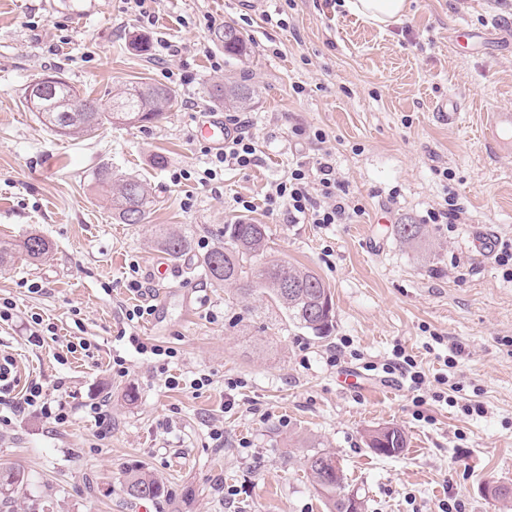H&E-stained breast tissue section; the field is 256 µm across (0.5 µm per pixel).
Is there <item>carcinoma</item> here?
Here are the masks:
<instances>
[{
  "label": "carcinoma",
  "instance_id": "obj_1",
  "mask_svg": "<svg viewBox=\"0 0 512 512\" xmlns=\"http://www.w3.org/2000/svg\"><path fill=\"white\" fill-rule=\"evenodd\" d=\"M216 38L224 44V54L233 59L250 55V39L232 25L224 26ZM253 90L246 81L238 79L225 85L216 84L208 90L215 102L232 108H242L252 99ZM175 100L173 91L149 84H125L112 95V104L97 112H83L87 101L80 90L63 80L53 96L38 110L42 123L61 136L90 135L106 123L136 125L158 120ZM96 178L112 189V215L122 224H142L151 213L154 196L142 181L120 175L110 168L100 170ZM267 227L246 220L224 225V243L200 258V265L211 281L218 285H232L243 295L261 291L285 311L288 319L316 336H327L334 328V307L330 290L312 272L294 266L285 260L270 259L267 250ZM193 236L176 230H163L156 238V246L171 257H183L192 252ZM21 255L37 262L50 251L49 242L38 234H31L20 245ZM292 282L295 291L287 294L283 283ZM383 439L369 440L368 447L382 453L381 444L387 443L386 455L405 448L407 439L397 427L381 429ZM305 473L329 512H364V502L353 506L341 495L346 487V475L334 453L318 450L308 455ZM23 482L21 473L14 469L0 472V493L5 495ZM126 492L135 499H155L163 487L152 475L135 470L126 480Z\"/></svg>",
  "mask_w": 512,
  "mask_h": 512
}]
</instances>
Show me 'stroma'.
I'll list each match as a JSON object with an SVG mask.
<instances>
[{
    "label": "stroma",
    "mask_w": 512,
    "mask_h": 512,
    "mask_svg": "<svg viewBox=\"0 0 512 512\" xmlns=\"http://www.w3.org/2000/svg\"><path fill=\"white\" fill-rule=\"evenodd\" d=\"M409 3L381 28L339 0H157L149 21L126 0H0V241L38 234L52 245L42 261L0 268V301L15 312L0 321V357L15 361L13 392L37 381L70 414L57 426L29 413L0 426V467L24 475L0 512H327L303 467L317 449L335 453L364 512H440L444 500L512 512V499L489 493L512 483V276L476 244L512 241V151L487 140L491 112L512 110V0ZM227 24L250 37L247 60L214 42ZM461 26L481 35L466 53L453 42ZM140 35L178 51L139 53ZM55 70L106 105L131 82L168 87L178 103L144 127L60 137L25 103ZM240 74L254 90L243 115L260 162L199 182L209 158L197 127L228 113L206 90ZM298 126L325 143L300 139ZM323 148L362 215L268 217L269 184ZM106 166L148 184L146 223L113 220L95 179ZM182 170L192 179L175 181ZM240 197L253 212L241 213ZM444 208L453 222L429 223ZM242 217L266 225L272 256L325 282L330 335L298 327L267 295L213 284L199 252L175 259L153 243L164 224L216 245ZM398 224L420 225V239L403 243ZM163 264L172 273L160 284ZM134 278L146 293L130 290ZM137 304L154 312L133 324L125 312ZM34 312L55 340L28 342L22 320ZM80 340L90 350L59 363ZM398 346L423 385L382 372ZM117 357L121 376L110 370ZM203 375L198 391L165 384ZM444 378L463 387L456 406L434 398ZM102 398L112 431L100 441L85 406ZM388 426L407 437L395 456L368 446ZM137 469L159 479L161 497L125 493Z\"/></svg>",
    "instance_id": "1"
}]
</instances>
